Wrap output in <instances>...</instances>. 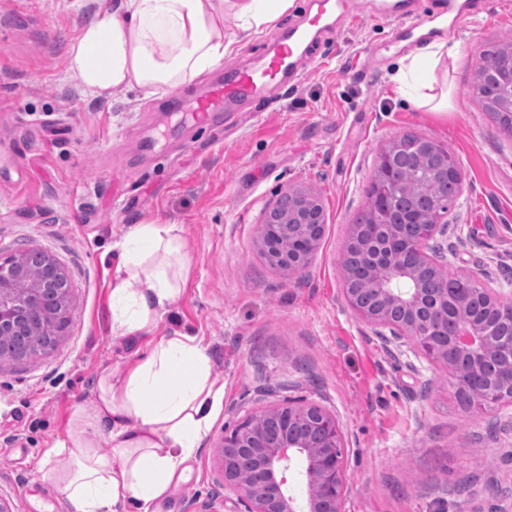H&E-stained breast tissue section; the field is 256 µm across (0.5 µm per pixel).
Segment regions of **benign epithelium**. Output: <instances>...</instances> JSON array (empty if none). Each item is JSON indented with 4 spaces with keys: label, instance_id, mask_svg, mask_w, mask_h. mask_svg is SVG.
<instances>
[{
    "label": "benign epithelium",
    "instance_id": "obj_1",
    "mask_svg": "<svg viewBox=\"0 0 512 512\" xmlns=\"http://www.w3.org/2000/svg\"><path fill=\"white\" fill-rule=\"evenodd\" d=\"M401 138L390 140L377 156L382 173L378 192L391 193L396 165L394 154ZM302 197L299 208L276 201L265 213L257 246L267 261L289 276L305 274L325 233V215L315 194L301 189L284 197ZM421 224L422 235L406 239L396 231V221ZM448 232V225L436 224L410 211L392 207L381 215L372 235L354 225L345 245L356 247L366 264L378 306L366 309L354 292L343 291L344 305L361 321L390 329L392 335L410 338L421 354L452 368L448 347L478 368L490 350L494 327L477 326L459 317L449 332L450 346H441L429 330L430 321L448 304V289L441 288L430 304L422 288V273L438 268L429 253L430 242ZM27 281L20 292L18 282ZM70 283L64 268L38 248L0 256V335L14 337L13 348L0 352V363H23L27 341L45 337L42 351L53 348L68 318ZM497 397L512 398V362L498 371ZM219 458L224 486L239 493L236 512H341L347 490L345 456L336 420L321 408L309 404L272 406L253 415L224 434ZM296 471L304 495H294L288 486V472Z\"/></svg>",
    "mask_w": 512,
    "mask_h": 512
}]
</instances>
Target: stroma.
<instances>
[{"instance_id": "obj_1", "label": "stroma", "mask_w": 512, "mask_h": 512, "mask_svg": "<svg viewBox=\"0 0 512 512\" xmlns=\"http://www.w3.org/2000/svg\"><path fill=\"white\" fill-rule=\"evenodd\" d=\"M356 19L301 58V79L230 115L224 127L191 108L207 81L180 89V114L135 92L98 99L66 67L98 0H0V253L37 247L67 271L69 321L46 356L0 365V499L13 512H75L41 464L69 440L75 411L92 414L101 375L135 362L155 339L203 337L222 409L185 482L154 512H232L218 447L245 418L303 398L335 416L344 438L342 512H512V400L477 412L458 402L447 370L389 343L343 304L340 256L369 201L379 151L412 133L456 156L463 184L437 238L444 269L480 273L512 298V136L472 93L479 53L512 38V0L397 42V24L366 0ZM308 0L241 39L225 70L253 65L299 23ZM442 38L456 58L436 68L433 110L394 76L417 47ZM154 144L144 151L140 140ZM294 188L321 198L326 233L302 276L259 251L268 206ZM133 224H177L188 256L183 290L151 332L116 336L113 245Z\"/></svg>"}]
</instances>
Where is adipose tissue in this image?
<instances>
[{
    "mask_svg": "<svg viewBox=\"0 0 512 512\" xmlns=\"http://www.w3.org/2000/svg\"><path fill=\"white\" fill-rule=\"evenodd\" d=\"M292 0H114L84 23L69 45L67 65L84 88L109 97L116 88L165 95L224 65L238 33H225L233 15L238 32L276 21ZM175 224H134L117 242L112 273V329L127 335L149 329L181 293L186 257ZM94 420L108 429L112 450H98L95 434L75 416L72 442H57L61 460L49 478L76 512H136L180 484L224 398L211 378L197 337L158 339L148 355L103 374Z\"/></svg>",
    "mask_w": 512,
    "mask_h": 512,
    "instance_id": "1",
    "label": "adipose tissue"
}]
</instances>
